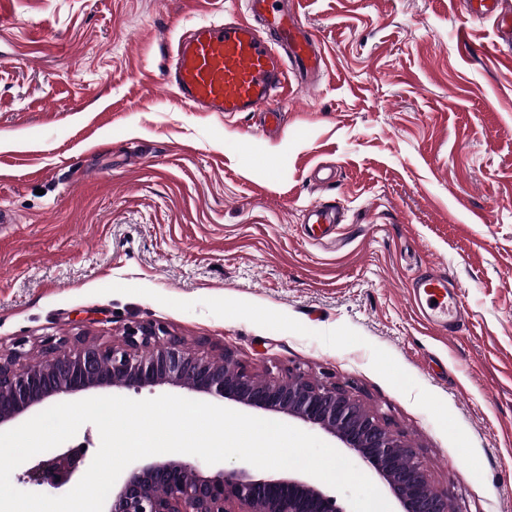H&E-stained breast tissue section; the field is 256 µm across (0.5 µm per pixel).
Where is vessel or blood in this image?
<instances>
[{
  "instance_id": "obj_1",
  "label": "vessel or blood",
  "mask_w": 512,
  "mask_h": 512,
  "mask_svg": "<svg viewBox=\"0 0 512 512\" xmlns=\"http://www.w3.org/2000/svg\"><path fill=\"white\" fill-rule=\"evenodd\" d=\"M251 20L200 24L184 33L172 50L167 77L180 100L197 112H255L277 120L272 101L289 76L319 75L325 61L314 34L295 8L275 0H249ZM474 19L498 15L505 40H512V14L502 0H463ZM336 222L333 207L307 209L303 223L310 237L326 235ZM421 305L426 323L442 332L455 331L462 305L445 274L430 271L416 277L408 291Z\"/></svg>"
}]
</instances>
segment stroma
Segmentation results:
<instances>
[{
	"mask_svg": "<svg viewBox=\"0 0 512 512\" xmlns=\"http://www.w3.org/2000/svg\"><path fill=\"white\" fill-rule=\"evenodd\" d=\"M326 67L196 112L167 42L246 0L0 9V354L161 325L254 378L353 384L457 512H512V49L458 0H297ZM340 205L320 240L306 209ZM447 273L465 318L407 290ZM453 288L446 274L430 271L416 277L408 291L409 298L417 304L426 323L448 335L455 333V322L462 313L461 302Z\"/></svg>",
	"mask_w": 512,
	"mask_h": 512,
	"instance_id": "1",
	"label": "stroma"
}]
</instances>
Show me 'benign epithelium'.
<instances>
[{
    "label": "benign epithelium",
    "instance_id": "1",
    "mask_svg": "<svg viewBox=\"0 0 512 512\" xmlns=\"http://www.w3.org/2000/svg\"><path fill=\"white\" fill-rule=\"evenodd\" d=\"M48 348L41 361L21 364L24 353L0 356V429L38 407L92 390L170 386L189 394L231 400L296 418L335 437L387 489L397 512H457L448 493L428 492L418 454L382 419L366 410L351 389L318 381L298 369L284 379L254 382L226 350L214 359L185 346L162 326H140L103 346L84 343L64 355ZM86 450L70 449L39 461L23 478L59 487L84 465ZM408 460L400 468L398 458ZM346 512L310 477L288 471L254 476L244 469L212 474L182 460L138 464L118 477L104 512Z\"/></svg>",
    "mask_w": 512,
    "mask_h": 512
}]
</instances>
